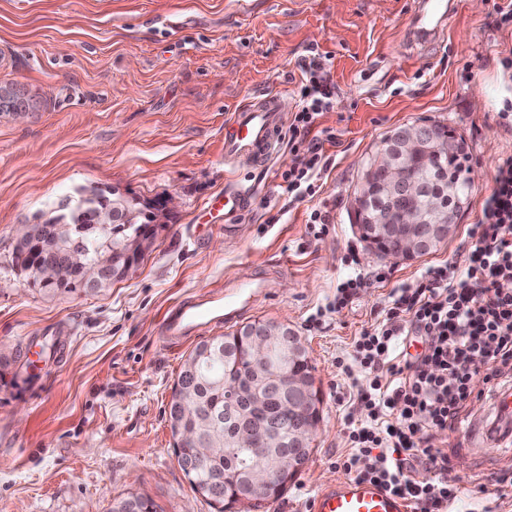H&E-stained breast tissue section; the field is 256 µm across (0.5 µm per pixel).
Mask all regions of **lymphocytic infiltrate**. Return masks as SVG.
<instances>
[{
	"instance_id": "1",
	"label": "lymphocytic infiltrate",
	"mask_w": 512,
	"mask_h": 512,
	"mask_svg": "<svg viewBox=\"0 0 512 512\" xmlns=\"http://www.w3.org/2000/svg\"><path fill=\"white\" fill-rule=\"evenodd\" d=\"M326 56L305 58L301 107L290 127L294 161L284 178L305 196L323 158L307 142L335 86ZM461 260L394 289L382 319L361 331L352 354L338 360L347 377L361 375V420H346L350 451L336 466L403 497L411 512H448L459 488L448 479V454L424 447L426 436L455 430L468 416L475 378L489 392L512 383V155L500 158L482 217ZM421 344L409 353L408 337Z\"/></svg>"
}]
</instances>
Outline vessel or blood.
<instances>
[{"mask_svg": "<svg viewBox=\"0 0 512 512\" xmlns=\"http://www.w3.org/2000/svg\"><path fill=\"white\" fill-rule=\"evenodd\" d=\"M453 7L452 0H422L413 18L415 41L421 43L435 37ZM281 135L278 95L255 97L237 108L226 125L224 159L234 162L246 156L252 165L267 167L277 152ZM248 197V190L243 188L221 191L212 196L204 208L219 214L240 210ZM266 294V282L243 279L225 293L223 304H215L210 297L181 302L165 316L162 335L165 340L174 341L219 318L235 321ZM310 512H408V509L403 498L373 483L347 479L322 489L313 499Z\"/></svg>", "mask_w": 512, "mask_h": 512, "instance_id": "obj_1", "label": "vessel or blood"}]
</instances>
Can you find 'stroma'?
I'll use <instances>...</instances> for the list:
<instances>
[{"instance_id":"1","label":"stroma","mask_w":512,"mask_h":512,"mask_svg":"<svg viewBox=\"0 0 512 512\" xmlns=\"http://www.w3.org/2000/svg\"><path fill=\"white\" fill-rule=\"evenodd\" d=\"M460 0L441 34L410 38L417 0H0V85L37 102L0 113V512H111L128 493L161 512H213L178 465L168 423L173 383L221 322L179 342L161 335L182 301L261 278L268 295L244 322L281 320L301 336L322 393L313 451L278 500L257 512H308L342 479L345 417L362 409L337 368L393 289L420 280L469 246L499 158L512 154V25L496 6ZM329 58L332 107L307 135L326 167L316 192L294 197L281 144L254 168L224 162V125L253 94L280 97L292 124L309 52ZM428 121L464 139L473 188L451 240L417 260L368 254L352 223L353 190L380 141ZM250 191L247 208L198 224L227 183ZM142 201L177 196L178 208L136 273L93 296L47 297L12 266L16 230L39 223L83 187ZM328 231L315 236L312 212ZM356 264L346 261L348 252ZM360 271L369 288L330 311L336 287ZM55 345L48 360L15 352ZM462 494L452 512H512V434L472 447L465 429L434 435Z\"/></svg>"}]
</instances>
